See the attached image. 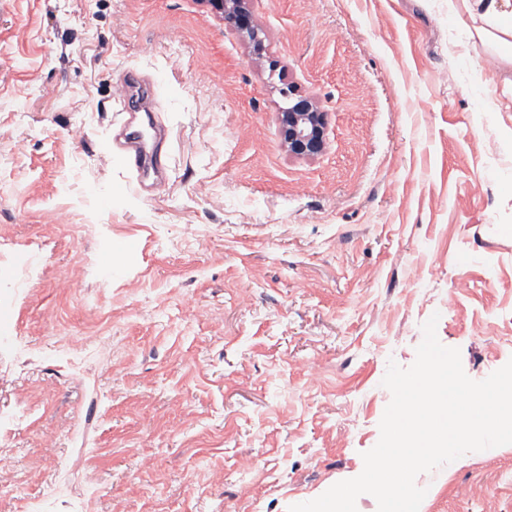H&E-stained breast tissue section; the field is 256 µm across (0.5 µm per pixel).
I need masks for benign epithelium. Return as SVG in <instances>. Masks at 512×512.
<instances>
[{
  "label": "benign epithelium",
  "mask_w": 512,
  "mask_h": 512,
  "mask_svg": "<svg viewBox=\"0 0 512 512\" xmlns=\"http://www.w3.org/2000/svg\"><path fill=\"white\" fill-rule=\"evenodd\" d=\"M224 16V24L239 36L253 43L257 55H262L264 45L253 25L249 0H210ZM285 106L280 108V133L288 152L300 158H313L327 145L326 113L316 99L302 94L288 84L280 89Z\"/></svg>",
  "instance_id": "benign-epithelium-1"
}]
</instances>
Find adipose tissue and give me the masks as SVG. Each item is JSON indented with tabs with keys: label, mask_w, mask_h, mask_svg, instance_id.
Here are the masks:
<instances>
[{
	"label": "adipose tissue",
	"mask_w": 512,
	"mask_h": 512,
	"mask_svg": "<svg viewBox=\"0 0 512 512\" xmlns=\"http://www.w3.org/2000/svg\"><path fill=\"white\" fill-rule=\"evenodd\" d=\"M472 22L473 35L512 69V0H448Z\"/></svg>",
	"instance_id": "ef3b65f1"
}]
</instances>
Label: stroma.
Returning <instances> with one entry per match:
<instances>
[{
  "instance_id": "stroma-1",
  "label": "stroma",
  "mask_w": 512,
  "mask_h": 512,
  "mask_svg": "<svg viewBox=\"0 0 512 512\" xmlns=\"http://www.w3.org/2000/svg\"><path fill=\"white\" fill-rule=\"evenodd\" d=\"M251 11L263 60L209 0H0V512H288L361 474L431 316L471 379L512 360L497 56L448 0ZM139 72L168 87L144 194L104 148ZM285 81L327 114L315 158ZM415 483L512 512V444ZM285 106L280 108V133L288 152L300 158H313L327 145L326 112L313 96L301 94L291 84L280 89Z\"/></svg>"
}]
</instances>
